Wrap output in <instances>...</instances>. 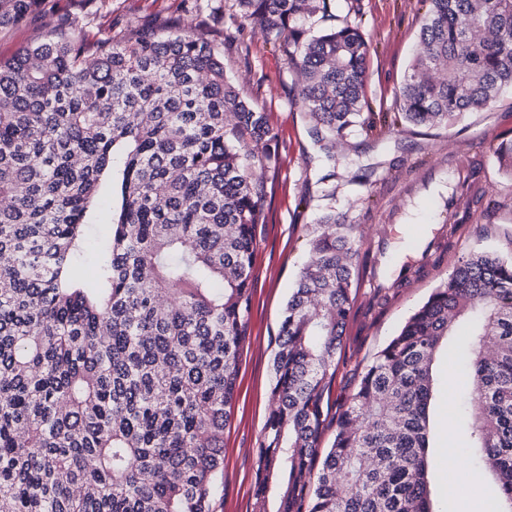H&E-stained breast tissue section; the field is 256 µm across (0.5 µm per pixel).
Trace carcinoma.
Returning a JSON list of instances; mask_svg holds the SVG:
<instances>
[{
  "mask_svg": "<svg viewBox=\"0 0 512 512\" xmlns=\"http://www.w3.org/2000/svg\"><path fill=\"white\" fill-rule=\"evenodd\" d=\"M41 0H0V32ZM401 111H364L369 42L328 0H233L279 40L310 131L439 126L512 89V0H422ZM277 141L196 32L77 21L0 62V512H214ZM102 261L86 278V228ZM356 225L319 214L283 309L253 512H436L433 363L464 345L467 452L512 512V260L458 259L353 393L332 399L358 285ZM333 430L328 445L326 430Z\"/></svg>",
  "mask_w": 512,
  "mask_h": 512,
  "instance_id": "1",
  "label": "carcinoma"
}]
</instances>
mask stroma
Wrapping results in <instances>:
<instances>
[{"label":"stroma","mask_w":512,"mask_h":512,"mask_svg":"<svg viewBox=\"0 0 512 512\" xmlns=\"http://www.w3.org/2000/svg\"><path fill=\"white\" fill-rule=\"evenodd\" d=\"M228 0H99L82 30L87 44L135 24L159 32L172 28L208 31L224 51L234 86L265 112L277 134L274 155L258 174L264 181L266 221L257 227L252 267L253 296L242 348L238 393L224 431V475L214 492L215 512H252L253 487L265 423L273 408L271 364L282 310L307 259L318 210L328 208L356 225L361 251L388 276L402 265L417 272L377 302L367 276H360L347 328L344 361L333 387L343 399L364 366L396 336L409 317L445 281L461 255L489 252L512 257V175L494 152L512 140V93L489 107L439 127L377 126L337 145L327 160L314 144L298 93V75L277 44L258 33L238 31ZM330 25L359 24L370 44L365 86L370 112L400 111V88L418 51L421 0H329ZM85 14L83 0H49L13 28L0 33V61L41 39L64 19ZM484 157L486 208L462 224L454 239L438 220L437 203L448 192V175L463 167L467 152ZM335 178H328V171ZM429 406L428 482L437 512H484L491 484L472 481L466 427L450 426L459 415L468 375L457 355L439 353ZM466 487L465 497L454 493Z\"/></svg>","instance_id":"obj_1"}]
</instances>
